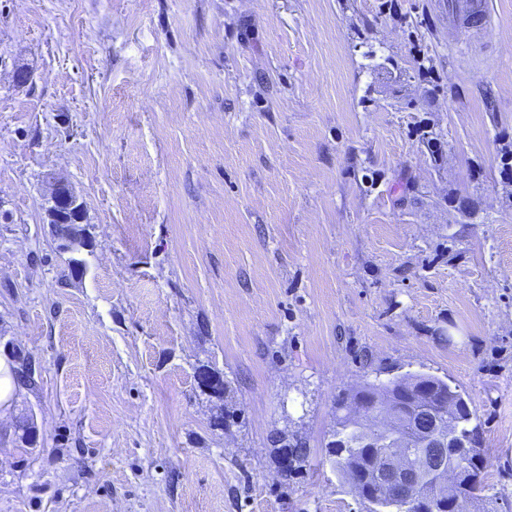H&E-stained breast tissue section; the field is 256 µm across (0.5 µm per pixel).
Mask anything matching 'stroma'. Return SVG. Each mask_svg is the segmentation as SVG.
<instances>
[{"label":"stroma","mask_w":512,"mask_h":512,"mask_svg":"<svg viewBox=\"0 0 512 512\" xmlns=\"http://www.w3.org/2000/svg\"><path fill=\"white\" fill-rule=\"evenodd\" d=\"M489 2L474 32L448 0H0V357L41 366L0 420V512H366L336 401L406 373L470 403V512H512V0ZM50 206L48 212L56 216L57 224H63L60 219L66 216L68 210H83V202L73 191L71 186L62 180L56 181L53 184L50 194ZM61 209L60 212L57 209ZM57 224H51L53 231ZM85 231V228L79 224H65L57 225L56 234L61 238H73L81 235ZM352 421L346 415L338 416L336 414V430L333 436L336 437L334 448L327 447L329 455L332 453H343L339 460L336 461V470L356 472L364 467V458L362 451L364 448L360 442L364 434L351 427Z\"/></svg>","instance_id":"obj_1"}]
</instances>
